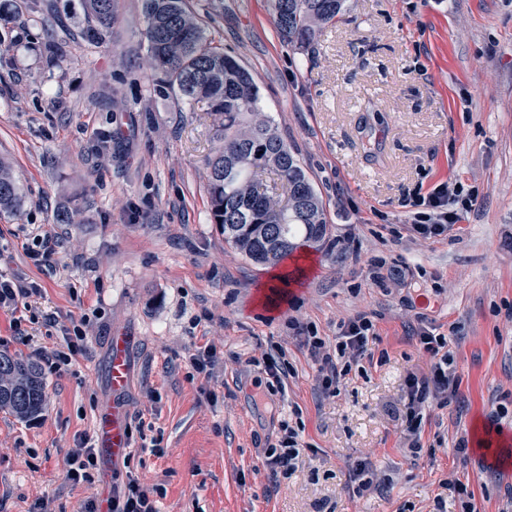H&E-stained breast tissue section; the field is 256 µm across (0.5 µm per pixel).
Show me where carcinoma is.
Returning <instances> with one entry per match:
<instances>
[{"label": "carcinoma", "mask_w": 512, "mask_h": 512, "mask_svg": "<svg viewBox=\"0 0 512 512\" xmlns=\"http://www.w3.org/2000/svg\"><path fill=\"white\" fill-rule=\"evenodd\" d=\"M282 40L314 46L320 28L336 21L344 0H269ZM88 27L81 36L107 41L117 20L116 0H83ZM142 36L158 81L188 104L215 116L220 145L206 161L210 215L224 240L245 258L276 265L302 246L328 237L322 201L299 159L260 110L250 72L213 45L187 0H142ZM277 176L265 183L262 176ZM20 188L0 162V209L19 205ZM45 384L37 364L0 353V409L21 419L43 410Z\"/></svg>", "instance_id": "obj_1"}]
</instances>
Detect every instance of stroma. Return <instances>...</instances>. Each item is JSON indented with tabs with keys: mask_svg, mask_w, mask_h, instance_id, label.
Segmentation results:
<instances>
[{
	"mask_svg": "<svg viewBox=\"0 0 512 512\" xmlns=\"http://www.w3.org/2000/svg\"><path fill=\"white\" fill-rule=\"evenodd\" d=\"M209 37L238 58L260 107L297 149L330 226L304 259L258 265L209 220L205 161L217 144L205 105L163 89L141 30V0H117L105 43L80 36L81 0H6L0 8V160L23 191L0 211V269L39 284L23 323L0 308V352L37 363L43 411L0 410V512H85L99 482L73 483L66 458L112 402L113 334L129 339L123 401L164 456L135 449L115 484L161 488L159 512H477L512 497V0H345L313 48L278 37L268 0H188ZM460 182L475 200L443 235L408 228L416 191ZM69 211L72 223L55 216ZM59 238L37 265L36 234ZM397 266L401 283L374 278ZM373 314V359L336 396L288 324L335 339ZM444 334L458 398L433 404L412 460L405 441L410 374L430 361L417 313ZM54 326L44 322L46 315ZM88 317L85 353L61 370L45 356L71 319ZM287 350L284 392L257 398L249 357ZM210 347L211 376L190 354ZM304 463L273 484L263 450L282 412ZM498 423H490V415ZM481 447L459 454L460 432ZM372 460L385 485L353 495L348 466Z\"/></svg>",
	"mask_w": 512,
	"mask_h": 512,
	"instance_id": "stroma-1",
	"label": "stroma"
}]
</instances>
